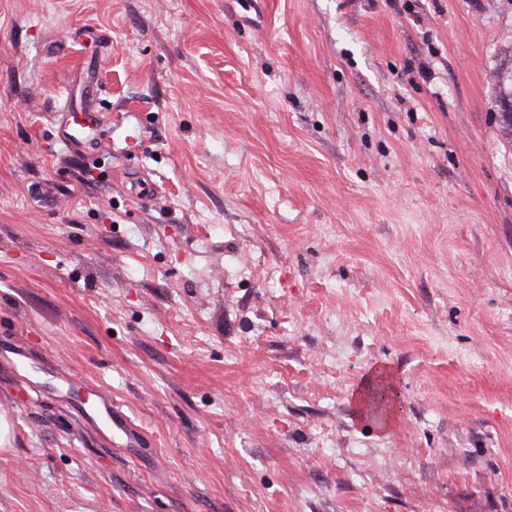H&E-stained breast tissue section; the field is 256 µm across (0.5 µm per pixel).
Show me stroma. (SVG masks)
I'll return each instance as SVG.
<instances>
[{
	"instance_id": "35a3bbf8",
	"label": "stroma",
	"mask_w": 512,
	"mask_h": 512,
	"mask_svg": "<svg viewBox=\"0 0 512 512\" xmlns=\"http://www.w3.org/2000/svg\"><path fill=\"white\" fill-rule=\"evenodd\" d=\"M511 49L512 0H0V512H512ZM499 84V107L503 123L512 136V67L499 72L496 76Z\"/></svg>"
}]
</instances>
